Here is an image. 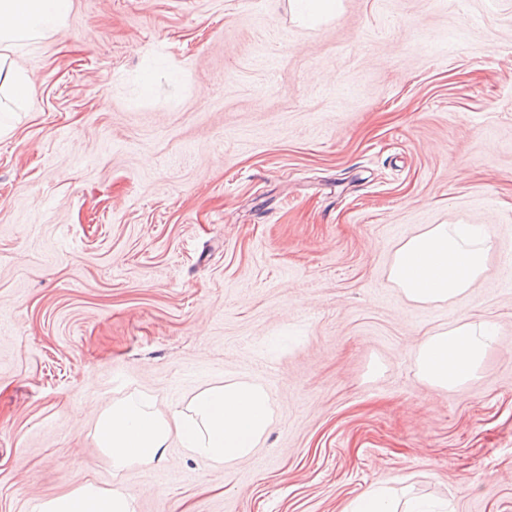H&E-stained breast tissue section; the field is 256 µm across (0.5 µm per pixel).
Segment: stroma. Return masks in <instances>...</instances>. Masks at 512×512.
I'll return each instance as SVG.
<instances>
[{
  "mask_svg": "<svg viewBox=\"0 0 512 512\" xmlns=\"http://www.w3.org/2000/svg\"><path fill=\"white\" fill-rule=\"evenodd\" d=\"M10 61L0 137V512L72 490L136 512H343L394 488L512 512V0H73ZM435 224H481L485 279L434 306L389 279ZM497 326L476 380L417 352ZM260 384L272 421L221 468L172 441L113 471L99 414ZM336 0H292V11L305 22L314 23L336 10ZM33 89L31 78L20 69L6 65L0 55V93L6 92L18 98L28 97ZM496 336V325L489 320L464 321L430 334L417 354L420 376L440 390L466 385L476 377Z\"/></svg>",
  "mask_w": 512,
  "mask_h": 512,
  "instance_id": "obj_1",
  "label": "stroma"
}]
</instances>
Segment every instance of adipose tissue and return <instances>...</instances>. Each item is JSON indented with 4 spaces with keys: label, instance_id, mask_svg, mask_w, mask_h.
<instances>
[{
    "label": "adipose tissue",
    "instance_id": "1",
    "mask_svg": "<svg viewBox=\"0 0 512 512\" xmlns=\"http://www.w3.org/2000/svg\"><path fill=\"white\" fill-rule=\"evenodd\" d=\"M72 0H0V48L30 43L61 29ZM488 235L479 224H436L402 243L390 279L411 302L436 304L464 295L487 269ZM497 328L488 320L465 321L430 334L417 354L420 376L432 387L453 390L475 378ZM271 418L258 384L218 385L197 393L186 410L164 413L140 395L115 402L96 424L99 448L122 471L162 461L171 439L195 458L219 467L249 458ZM73 489L42 500L37 512H135L138 494L103 489L74 478Z\"/></svg>",
    "mask_w": 512,
    "mask_h": 512
}]
</instances>
